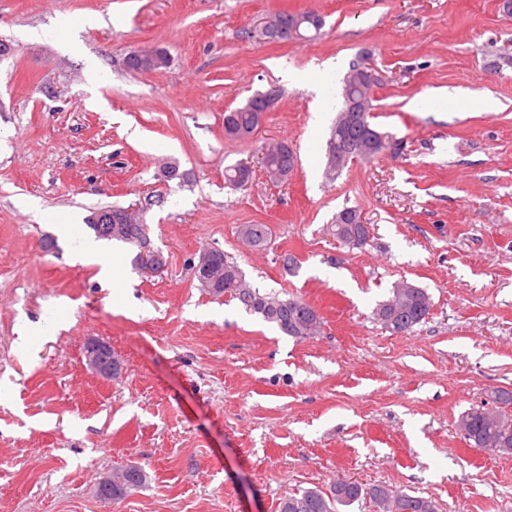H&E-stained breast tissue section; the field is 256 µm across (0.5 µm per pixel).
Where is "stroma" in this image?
<instances>
[{"instance_id": "1", "label": "stroma", "mask_w": 512, "mask_h": 512, "mask_svg": "<svg viewBox=\"0 0 512 512\" xmlns=\"http://www.w3.org/2000/svg\"><path fill=\"white\" fill-rule=\"evenodd\" d=\"M307 11L325 20L310 38L261 37ZM0 41V512H275L338 478L439 512H512V455L468 447L457 427L512 390L502 0H0ZM157 47L167 67L127 68ZM362 56L379 75L374 124L402 149L330 181L326 141ZM273 86L263 124L227 139L225 112ZM283 140L297 153L286 183H226L225 167ZM132 203L167 260L152 277L138 245L83 227ZM346 207L371 225L366 244L337 239ZM241 224L268 225V246L243 244ZM206 247L252 287L311 304L320 334L295 341L204 292ZM402 280L433 307L393 334L372 312ZM90 338L123 358L121 379L86 366ZM121 462L147 484L104 503L96 483Z\"/></svg>"}]
</instances>
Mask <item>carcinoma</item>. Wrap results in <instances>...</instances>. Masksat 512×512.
I'll list each match as a JSON object with an SVG mask.
<instances>
[{"label": "carcinoma", "instance_id": "carcinoma-1", "mask_svg": "<svg viewBox=\"0 0 512 512\" xmlns=\"http://www.w3.org/2000/svg\"><path fill=\"white\" fill-rule=\"evenodd\" d=\"M255 123L256 113L245 106L228 111L224 113V135L234 140L247 138ZM361 135L362 129L357 123L337 112L327 141L326 178L335 179L354 160L371 161L378 157L376 153L363 156L353 149ZM260 151L267 159L264 171L268 179L273 183L287 181L288 152L285 148L275 143L261 147ZM333 223L336 224V237L350 244L352 234L361 227V212L346 207L336 213ZM86 227L99 240L139 243L134 224L114 222L109 234L95 225V215L92 214L86 220ZM237 236L254 247L263 248L270 240L271 230L266 224H241L237 227ZM212 259L224 267V284L206 289L210 296L238 300L247 310L261 315L266 322L297 341L310 339L319 332L321 317L305 300L299 297L280 299L260 293L246 281L238 264L222 250L212 249ZM431 308V297L425 289L402 281L376 305L373 316L386 331L407 334L428 318ZM458 422L467 443L491 453L512 454V413L482 404L464 411ZM147 479L146 471L138 465L116 466L112 469V495L122 499L143 487ZM366 497L377 512H438V505L432 499L393 490L384 484L357 489L341 487L335 481L324 489L308 488L281 499L277 512H341Z\"/></svg>", "mask_w": 512, "mask_h": 512}]
</instances>
